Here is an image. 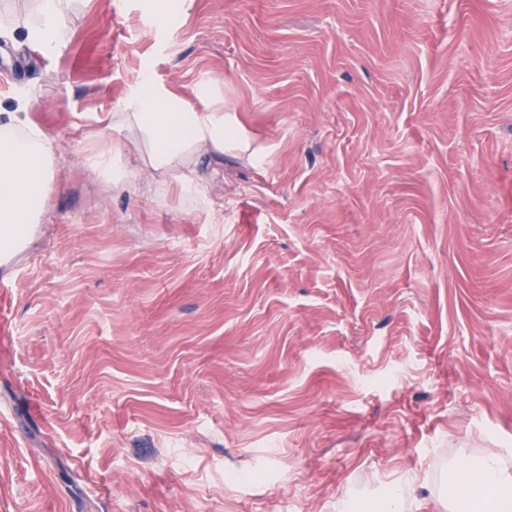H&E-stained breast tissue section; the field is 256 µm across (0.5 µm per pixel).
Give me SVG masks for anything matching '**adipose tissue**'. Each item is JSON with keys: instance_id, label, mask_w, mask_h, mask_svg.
Segmentation results:
<instances>
[{"instance_id": "obj_1", "label": "adipose tissue", "mask_w": 512, "mask_h": 512, "mask_svg": "<svg viewBox=\"0 0 512 512\" xmlns=\"http://www.w3.org/2000/svg\"><path fill=\"white\" fill-rule=\"evenodd\" d=\"M68 3L40 0L36 14L23 21L29 39L46 47L61 42L60 19ZM109 126L123 131L124 139L101 140L89 160L117 191L124 189L127 178L113 170L112 161L126 148L146 151L156 172L194 192L189 171L203 157L223 153L232 136L223 112H199L177 96L160 94L149 68L143 70L121 111L113 113ZM53 171L52 142L45 132L27 124L19 113L0 117V255L15 248L26 225L38 222L43 189ZM483 486L496 490L492 512H512V473L495 456L451 469L436 502L443 512H473L471 491ZM419 488L416 476H407L363 504V512H408L421 504Z\"/></svg>"}]
</instances>
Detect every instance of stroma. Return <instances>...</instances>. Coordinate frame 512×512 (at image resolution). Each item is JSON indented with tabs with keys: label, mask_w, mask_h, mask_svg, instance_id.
Returning <instances> with one entry per match:
<instances>
[{
	"label": "stroma",
	"mask_w": 512,
	"mask_h": 512,
	"mask_svg": "<svg viewBox=\"0 0 512 512\" xmlns=\"http://www.w3.org/2000/svg\"><path fill=\"white\" fill-rule=\"evenodd\" d=\"M0 0V110L53 141L0 272V512H352L512 472V0ZM152 67L235 135L189 195L86 158ZM210 87L211 100L199 98ZM69 0H41L36 14L25 18L23 26L31 41L50 47L64 38V30L60 19L64 14ZM422 487L418 483L417 476L409 475L388 491L365 504L356 506V511L366 512H402L414 506L420 508L421 501L418 490Z\"/></svg>",
	"instance_id": "35a3bbf8"
}]
</instances>
